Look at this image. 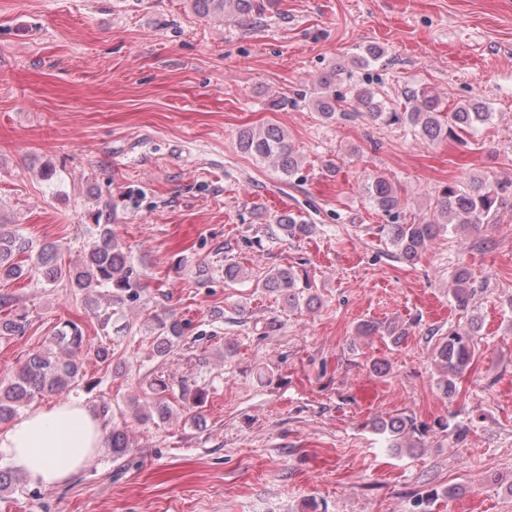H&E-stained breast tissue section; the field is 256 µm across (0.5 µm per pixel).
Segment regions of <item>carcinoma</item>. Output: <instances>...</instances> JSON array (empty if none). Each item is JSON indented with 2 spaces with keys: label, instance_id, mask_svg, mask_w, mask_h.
I'll use <instances>...</instances> for the list:
<instances>
[{
  "label": "carcinoma",
  "instance_id": "1",
  "mask_svg": "<svg viewBox=\"0 0 512 512\" xmlns=\"http://www.w3.org/2000/svg\"><path fill=\"white\" fill-rule=\"evenodd\" d=\"M193 5L198 14L209 18H222L232 13L247 20L253 13L263 10L258 0H193ZM344 73L345 68L338 66L324 74L319 80L320 92L312 98L313 106L326 121L361 118L389 125L404 124L421 138L437 141L450 137L460 140L493 116L488 107L479 102L445 112L438 99L425 89L408 96L412 106L398 112L377 99L375 92L366 87L354 92L353 111L339 112L332 88ZM237 145L241 152L271 163L286 177L294 176L299 170L295 151L276 125L240 130ZM366 194L374 207L389 216L396 213L401 203L398 188L387 179L372 181L366 187ZM509 197L512 198V181L486 183L473 176L466 182L449 183L441 188L432 220L418 224H384L380 231L395 247L397 258L412 264L441 232L448 230V226L463 228L495 222L500 207ZM276 223L286 236L292 238L308 236L314 230V225L291 214L278 216ZM60 251L61 248L53 244L37 250L32 240L0 224V283L37 273L50 284L66 280L71 287L88 295L104 288L105 305L98 317L105 326L111 318L121 315L124 306L141 298L143 286L140 279L134 274L128 252L112 234L109 225L96 224V233L87 243L80 265H63ZM259 285L278 294L290 306L303 304L311 308L319 301L312 293L313 285L309 279L300 277L291 267L270 270ZM450 292L460 309L468 308L476 287L467 268L462 267L456 272ZM26 325L27 315L24 313L0 319V338L19 336L25 332ZM479 331L478 321L472 318L467 326L451 329L436 339L432 361L438 369L437 387L442 394L456 393V381L475 358ZM151 336L152 352L165 356L184 346V325L179 320L157 317ZM52 344L49 349L29 354L12 378L0 381V423L11 420L18 408L35 398L64 392L79 380L82 369L79 354L86 346L83 328L71 320L61 323L53 333ZM378 430L389 435L392 448H400L404 442L417 448L425 433V427L408 416L384 421ZM108 445L117 456L128 451L130 444L124 428L113 426Z\"/></svg>",
  "mask_w": 512,
  "mask_h": 512
}]
</instances>
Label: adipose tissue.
Returning <instances> with one entry per match:
<instances>
[{"mask_svg": "<svg viewBox=\"0 0 512 512\" xmlns=\"http://www.w3.org/2000/svg\"><path fill=\"white\" fill-rule=\"evenodd\" d=\"M102 446L98 417L75 398L30 410L0 430V460L44 487L65 483Z\"/></svg>", "mask_w": 512, "mask_h": 512, "instance_id": "adipose-tissue-1", "label": "adipose tissue"}]
</instances>
